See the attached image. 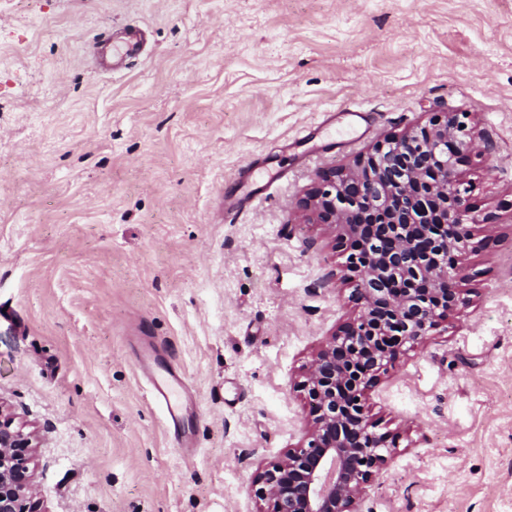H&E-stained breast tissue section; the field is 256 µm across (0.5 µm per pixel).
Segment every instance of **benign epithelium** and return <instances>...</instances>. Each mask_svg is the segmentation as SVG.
<instances>
[{
    "instance_id": "benign-epithelium-1",
    "label": "benign epithelium",
    "mask_w": 512,
    "mask_h": 512,
    "mask_svg": "<svg viewBox=\"0 0 512 512\" xmlns=\"http://www.w3.org/2000/svg\"><path fill=\"white\" fill-rule=\"evenodd\" d=\"M465 113L387 139L353 166L319 177L302 201L318 223L361 239L347 257L362 313L313 355L302 390L311 423L297 447L257 469L264 512H357L387 462L365 395L406 345L457 309L471 240L466 188L456 176L471 144ZM36 430L0 400V512H43L33 466Z\"/></svg>"
}]
</instances>
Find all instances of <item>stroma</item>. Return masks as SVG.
<instances>
[{"mask_svg": "<svg viewBox=\"0 0 512 512\" xmlns=\"http://www.w3.org/2000/svg\"><path fill=\"white\" fill-rule=\"evenodd\" d=\"M143 51L96 69L94 43ZM464 112L463 301L365 401L358 512H512V0H0V400L44 512H259L358 314L317 176ZM185 384L173 441L141 369Z\"/></svg>", "mask_w": 512, "mask_h": 512, "instance_id": "stroma-1", "label": "stroma"}]
</instances>
